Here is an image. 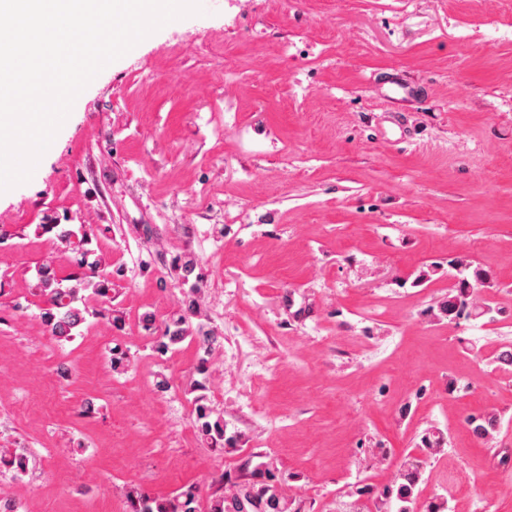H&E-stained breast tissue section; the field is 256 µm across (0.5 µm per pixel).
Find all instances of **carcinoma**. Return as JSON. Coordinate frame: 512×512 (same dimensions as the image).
Instances as JSON below:
<instances>
[{"label":"carcinoma","mask_w":512,"mask_h":512,"mask_svg":"<svg viewBox=\"0 0 512 512\" xmlns=\"http://www.w3.org/2000/svg\"><path fill=\"white\" fill-rule=\"evenodd\" d=\"M37 234H51L68 251L75 254V263L81 272L68 276L58 275L51 262L42 264L36 270L34 288L46 304L43 312L49 325L50 339L63 347L82 335V326L90 315L89 297L109 298L112 288L110 281L101 273L103 260H89L91 250L87 248L90 229L85 224H38ZM197 264L192 255L178 258L174 270L184 283H191L187 299L182 307L170 314L164 324L163 334L157 337L153 350L165 354L188 340L202 353L198 375L201 379L192 381L185 394L193 395L191 404L199 436L210 447L223 449L235 442V437L226 436L224 413L216 409L207 396L209 367L207 363L220 346V336L212 326L210 317L202 303L204 289L197 282H190V276ZM448 268L456 271L455 282L448 287V294L437 303L434 316L453 324L462 318L480 317L492 312L482 303L479 291L489 287L488 271L480 264L467 259H452ZM112 372L123 374L134 365V357L125 350H109ZM471 433L476 439L489 443L500 431L501 419L493 411H487L468 419ZM422 443L429 454L442 451L444 435L439 430H430L422 437ZM31 454L0 451V468L13 472L19 478L35 466ZM424 463L406 459L397 470L394 480L380 492L373 488L356 489L358 499L345 504V512H362L360 498L376 496L377 512H413L419 484L423 480ZM227 488L209 498L207 512H299L292 508L293 502L285 494L284 478L276 463L262 460L251 470L226 479ZM129 503L128 512H197L196 491L189 488L170 500H159L138 486L126 489Z\"/></svg>","instance_id":"1"}]
</instances>
